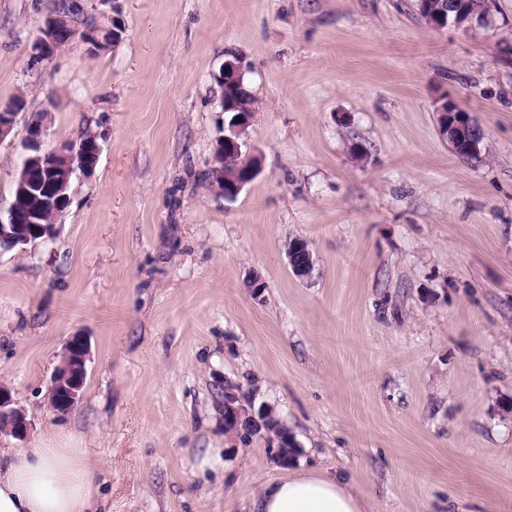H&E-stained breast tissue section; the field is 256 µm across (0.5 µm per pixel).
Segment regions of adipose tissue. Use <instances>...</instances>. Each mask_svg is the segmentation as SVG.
Wrapping results in <instances>:
<instances>
[{"label":"adipose tissue","mask_w":512,"mask_h":512,"mask_svg":"<svg viewBox=\"0 0 512 512\" xmlns=\"http://www.w3.org/2000/svg\"><path fill=\"white\" fill-rule=\"evenodd\" d=\"M97 471L76 448L0 451V512H99ZM251 512H369L339 477L299 471L266 484Z\"/></svg>","instance_id":"1"}]
</instances>
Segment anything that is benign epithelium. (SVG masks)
Wrapping results in <instances>:
<instances>
[{"mask_svg":"<svg viewBox=\"0 0 512 512\" xmlns=\"http://www.w3.org/2000/svg\"><path fill=\"white\" fill-rule=\"evenodd\" d=\"M111 0H93L91 11L84 12L82 20H75L56 11L45 19L40 34L35 40L38 50L35 55L49 61L60 48V39L67 32L74 31L87 45L88 53H102V28L112 30V39L122 40L126 26L120 14L104 10ZM426 23L433 29L442 31L450 27L466 31L482 20L480 6L476 0H448V8L431 5L428 0H419ZM226 110L235 113L229 122L228 134L219 141L216 149V168L224 171L228 160L242 159L236 176L221 189L224 200L233 201L243 188L250 183L259 170V158H241L240 137L251 124L254 112H246L237 104L226 105ZM441 132L447 136L448 145L456 155L477 153L485 139L482 125H475L471 115L459 108L455 101L444 98L437 106ZM44 125L30 129L33 154L23 165L16 179L17 193L6 212H0V239L9 238L14 246H25L36 241L45 242L53 238L55 225L41 223L44 211L52 216L59 215L69 204L67 189L76 171L92 174L101 151L97 137L91 135L79 147L61 146L52 151L40 149V138ZM288 265L292 272L302 278L309 276L314 267L313 254L308 245L298 244L286 247ZM90 361V348L81 336L72 337L65 345L61 360L57 365L48 386L47 400L50 408L57 413H65L75 407L83 398L87 376V363ZM0 432L5 430L15 437L27 434L31 423L22 408L18 407L11 391L0 385Z\"/></svg>","mask_w":512,"mask_h":512,"instance_id":"benign-epithelium-1","label":"benign epithelium"}]
</instances>
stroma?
Here are the masks:
<instances>
[{"label":"stroma","instance_id":"obj_1","mask_svg":"<svg viewBox=\"0 0 512 512\" xmlns=\"http://www.w3.org/2000/svg\"><path fill=\"white\" fill-rule=\"evenodd\" d=\"M116 4L118 47L36 64L53 0H0V106L26 102L0 141V207L34 113L42 150L102 148L51 241L0 248V383L32 423L0 448L82 449L105 512H250L298 470L371 512H512V0L467 31L431 29L416 0ZM234 58L261 167L228 202L202 177ZM444 97L483 125L480 160L442 137ZM294 237L309 277L287 263ZM74 336L84 397L59 414L46 391ZM228 383L287 425L293 463L225 430ZM208 448L222 469L199 471ZM298 249L301 250V257L297 256ZM285 255L288 265L295 275L305 278L311 274L314 267L313 254L305 241L303 244H297L294 249L291 248V244L288 242Z\"/></svg>","mask_w":512,"mask_h":512}]
</instances>
